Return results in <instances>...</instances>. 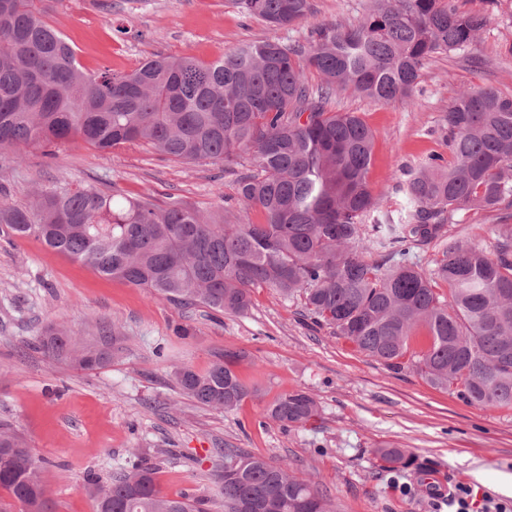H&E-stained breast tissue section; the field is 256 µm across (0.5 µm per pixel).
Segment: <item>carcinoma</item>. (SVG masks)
<instances>
[{"label": "carcinoma", "mask_w": 512, "mask_h": 512, "mask_svg": "<svg viewBox=\"0 0 512 512\" xmlns=\"http://www.w3.org/2000/svg\"><path fill=\"white\" fill-rule=\"evenodd\" d=\"M37 0H0V154L81 141L102 153L140 143L184 163L224 170L242 209L202 212L174 199L163 207L119 200L93 186L41 188L17 207L2 199L0 224L50 250L177 307L243 314L251 290L303 298L304 313L362 353L484 409L512 408V93L471 88L443 116L450 159L431 154L403 187L397 217H379L368 173L374 133L354 112H332L336 91L388 103L416 101L426 65L464 51L486 19L459 0H372L354 24L316 25L305 42L267 39L223 58L150 59L130 74L86 72ZM273 29L313 15L312 0H241ZM321 82L311 86L306 73ZM258 210L264 221L255 223ZM496 211L487 250L453 235L463 214ZM448 238L426 270L413 248ZM387 254L369 261L364 249ZM52 358L83 369L112 360L61 326L38 332ZM224 352L209 370L175 373L179 394L230 412L253 391ZM303 391L279 396L266 416L283 427L318 414ZM404 468L402 448L374 450ZM158 468L143 460L98 484L103 512H338L310 479L239 448L224 449L220 500L163 494ZM0 488L23 512H51L42 467L0 427Z\"/></svg>", "instance_id": "1"}]
</instances>
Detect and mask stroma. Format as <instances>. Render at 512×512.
<instances>
[{
  "label": "stroma",
  "mask_w": 512,
  "mask_h": 512,
  "mask_svg": "<svg viewBox=\"0 0 512 512\" xmlns=\"http://www.w3.org/2000/svg\"><path fill=\"white\" fill-rule=\"evenodd\" d=\"M369 4L313 0L310 21L278 31L235 0H44L42 8L87 72L130 73L158 55L211 62L271 38L301 41L310 26L354 22ZM461 7L488 12L489 21L473 48L427 65L416 104L349 91L333 99V110L357 113L375 135L369 183L383 209L402 204L403 183L427 155L447 154L443 114L461 90L512 93V0ZM236 178L135 143L103 154L70 142L51 158L29 147L0 162V185L20 207L35 188L66 180L159 206L175 197L234 214ZM251 300L243 315L179 308L0 225V424L43 460L53 512H94L90 478L107 482L139 458L157 465L168 495L216 497L226 448L290 463L341 512H453L447 497L424 485L430 472L512 504V409L484 410L416 373L390 370L305 319L301 299L256 288ZM49 323L84 338L116 326L123 337L109 364L88 371L37 348V332ZM181 326L188 335H177ZM227 350L245 352L236 372L253 397L227 413L177 396L178 368L205 371ZM292 391L310 394L319 413L285 430L265 410ZM382 446L407 449L412 465L381 467L373 451Z\"/></svg>",
  "instance_id": "stroma-1"
}]
</instances>
